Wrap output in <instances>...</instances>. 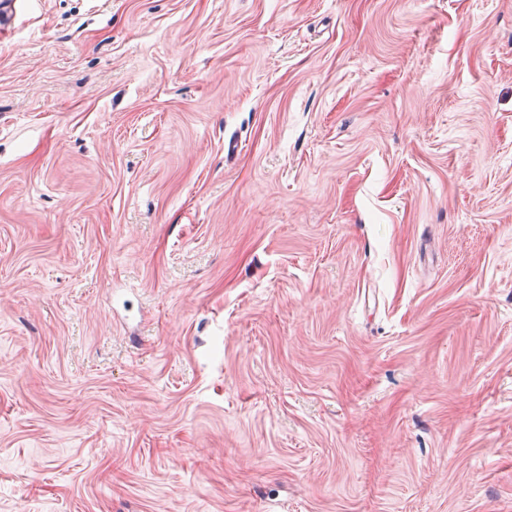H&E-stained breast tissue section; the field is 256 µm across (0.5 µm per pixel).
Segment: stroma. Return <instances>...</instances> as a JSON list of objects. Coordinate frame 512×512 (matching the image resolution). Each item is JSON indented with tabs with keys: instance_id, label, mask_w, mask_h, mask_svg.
Returning <instances> with one entry per match:
<instances>
[{
	"instance_id": "35a3bbf8",
	"label": "stroma",
	"mask_w": 512,
	"mask_h": 512,
	"mask_svg": "<svg viewBox=\"0 0 512 512\" xmlns=\"http://www.w3.org/2000/svg\"><path fill=\"white\" fill-rule=\"evenodd\" d=\"M0 512H512V0H0Z\"/></svg>"
}]
</instances>
